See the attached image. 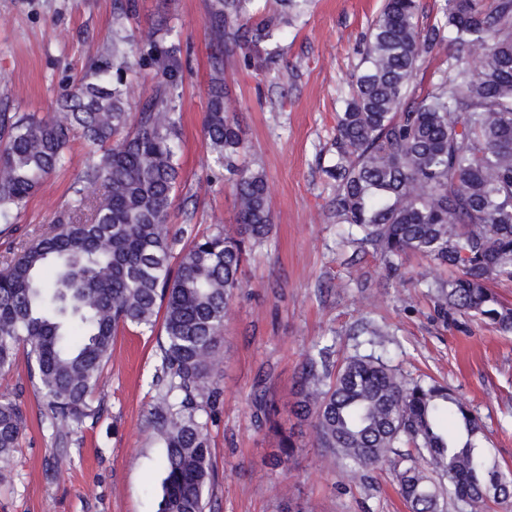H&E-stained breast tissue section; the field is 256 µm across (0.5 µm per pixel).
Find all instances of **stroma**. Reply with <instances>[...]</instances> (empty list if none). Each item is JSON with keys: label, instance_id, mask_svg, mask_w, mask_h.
Returning a JSON list of instances; mask_svg holds the SVG:
<instances>
[{"label": "stroma", "instance_id": "35a3bbf8", "mask_svg": "<svg viewBox=\"0 0 512 512\" xmlns=\"http://www.w3.org/2000/svg\"><path fill=\"white\" fill-rule=\"evenodd\" d=\"M211 0H137L126 26L146 38L166 23L181 43L183 81L180 178L170 229L234 227V195L214 179L204 121L211 78ZM383 0H312L286 27L276 55L229 47L224 81L247 149L241 166L267 180L272 228L242 266L224 326L223 363L212 381L220 396L208 412L215 481L205 512H409L385 464L351 483L309 431L294 437L288 465H275L274 433L254 421L253 397L265 391L283 428L308 354L326 347L332 362L371 349L363 323L385 335L375 349L409 379L444 383L480 420L482 446L512 470V333L478 317L440 313L421 274L447 278L418 254L389 272L370 247L344 240L334 212L336 184L325 169L362 39ZM115 0H0V109L53 117L63 86L79 78L112 38ZM90 148L74 137L65 169L51 175L0 227V263L54 223L72 197L75 173ZM157 337L120 333L94 396L98 417L82 426L50 424L26 373V357L0 375V394L15 397L27 424L8 464H0V512H158L165 443L149 426L158 395Z\"/></svg>", "mask_w": 512, "mask_h": 512}]
</instances>
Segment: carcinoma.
Instances as JSON below:
<instances>
[{
	"mask_svg": "<svg viewBox=\"0 0 512 512\" xmlns=\"http://www.w3.org/2000/svg\"><path fill=\"white\" fill-rule=\"evenodd\" d=\"M255 0H212L214 33L204 132L238 205L235 233H169L180 172V42L140 47L123 34L135 0H116L113 37L94 66L64 89L51 119L0 112V224L13 225L43 182L67 162L71 137L91 147L58 224L0 269V373L26 353L28 379L53 420L93 418L90 396L126 327L154 332L159 396L150 424L165 441L158 512H205L212 485L208 422L217 399L211 373L246 245L271 229L267 184L237 164L245 151L224 92V49H258L282 30ZM419 0H385L373 21L336 126V223L379 253L391 270L409 253L446 265V280L422 279L441 312L472 313L512 332V306L490 288L512 281V0H444L442 18L419 26ZM453 47L448 67L420 98L409 96L426 56ZM161 80L128 127V72L146 61ZM186 246L171 264L174 246ZM309 355L298 376L294 414L309 422L315 447L362 479L394 462L410 512H443L449 499L470 508L488 495L512 497V472L480 448L478 418L447 386L403 380L370 353L329 365ZM26 424L0 396V462ZM407 445L416 454L403 455Z\"/></svg>",
	"mask_w": 512,
	"mask_h": 512,
	"instance_id": "cac0c4a2",
	"label": "carcinoma"
}]
</instances>
